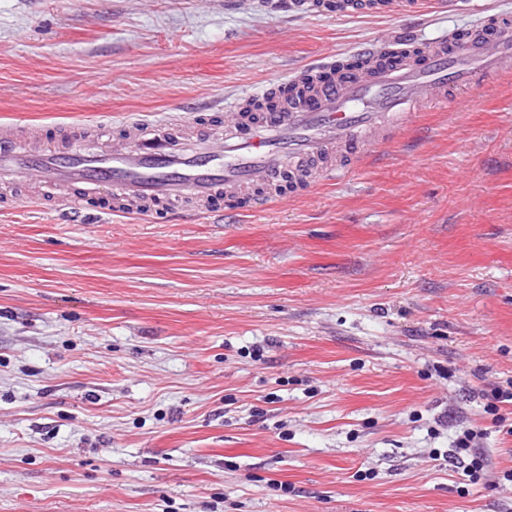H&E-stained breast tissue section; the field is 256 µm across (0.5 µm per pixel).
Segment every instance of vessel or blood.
<instances>
[{
	"instance_id": "b4317fda",
	"label": "vessel or blood",
	"mask_w": 512,
	"mask_h": 512,
	"mask_svg": "<svg viewBox=\"0 0 512 512\" xmlns=\"http://www.w3.org/2000/svg\"><path fill=\"white\" fill-rule=\"evenodd\" d=\"M326 15L415 12L420 0H325ZM361 66L331 60L271 80L241 98L213 133L196 117L126 121L119 140L92 147L46 144L37 130L18 137L0 123V181L35 180L62 212L80 216L90 197L109 192L116 214L179 212L215 199L279 201L348 170L390 142L417 106L473 89L512 66V14L487 13L466 35L431 46L411 36L381 37L359 49Z\"/></svg>"
}]
</instances>
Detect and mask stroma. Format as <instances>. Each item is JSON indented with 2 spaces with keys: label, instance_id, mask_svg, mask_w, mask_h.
Masks as SVG:
<instances>
[{
  "label": "stroma",
  "instance_id": "1",
  "mask_svg": "<svg viewBox=\"0 0 512 512\" xmlns=\"http://www.w3.org/2000/svg\"><path fill=\"white\" fill-rule=\"evenodd\" d=\"M512 0L325 17L276 0H0V121L218 104ZM0 191V512H507L512 71L449 91L353 172L231 214L83 216ZM445 455L435 465L433 453ZM373 479H360L364 470ZM480 434L473 430L463 431L455 442L457 457L465 464V474L469 477V481H478L484 475L486 458L484 455L477 453V441Z\"/></svg>",
  "mask_w": 512,
  "mask_h": 512
}]
</instances>
